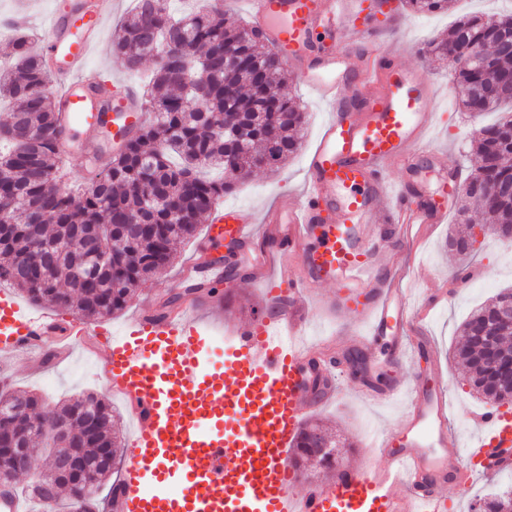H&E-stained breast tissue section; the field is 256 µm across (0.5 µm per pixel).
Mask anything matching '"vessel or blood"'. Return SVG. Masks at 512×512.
<instances>
[{
  "instance_id": "obj_1",
  "label": "vessel or blood",
  "mask_w": 512,
  "mask_h": 512,
  "mask_svg": "<svg viewBox=\"0 0 512 512\" xmlns=\"http://www.w3.org/2000/svg\"><path fill=\"white\" fill-rule=\"evenodd\" d=\"M402 20L398 0H249L252 28L327 106L292 205L268 212L254 230L244 212L215 206L206 233L237 244L233 266L263 286L266 313L233 327L223 372L206 365L212 338L199 301L141 304L108 341L104 373L129 417L127 459L116 512H443L449 485L512 467V415L485 411L460 442L448 427V384L424 338L426 316L449 296L431 290L411 304L404 276L384 268L390 241L418 242L425 225L443 224L463 184L457 166H437V185L419 178L424 135L436 98L419 68L402 63V45L374 46L372 20ZM100 10L69 0L39 39L42 59L66 80L56 107L60 157L86 167L120 154L149 123L134 84L84 77L100 44ZM407 172L399 184L388 174ZM224 263H190L184 279H227ZM352 320L340 350L368 351L412 365L382 388L355 382L378 405L402 404L399 431L381 433L380 466L340 470L301 485L289 462L302 424L334 403L330 368L310 341L309 311ZM55 321L39 306L0 289V354L57 349ZM68 333L96 343L102 326L71 316ZM429 366L418 370L419 363Z\"/></svg>"
}]
</instances>
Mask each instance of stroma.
<instances>
[{
    "instance_id": "1",
    "label": "stroma",
    "mask_w": 512,
    "mask_h": 512,
    "mask_svg": "<svg viewBox=\"0 0 512 512\" xmlns=\"http://www.w3.org/2000/svg\"><path fill=\"white\" fill-rule=\"evenodd\" d=\"M57 0H0V61L4 60L13 36L11 25L16 15L29 17L32 33H39L48 20ZM105 16L101 32L102 45L90 56L87 76L104 80H118L145 84L157 66L156 58H148L138 69H127L123 61L112 53V37L117 25L130 13L133 0H100ZM512 13V0H448L444 12L424 14L406 13L401 26L394 31L395 39L403 42L407 51L403 63L421 68L436 86V104L431 125L426 135L428 145L441 164H454L470 171L477 163L476 142L472 132L479 125L494 123V112L481 118L471 117L462 108L451 70L447 64L431 61L426 53L429 43L447 38L450 27L460 18L475 14L498 16ZM306 114L301 146L296 154L275 170H257L239 181L236 188L225 194L224 204L236 205L245 212L262 215L267 210L292 204L304 177V159L314 145L320 126L328 116V109L316 95L305 88L297 73H290L283 87ZM458 214H451L446 224L429 229L421 242L404 256V271L415 289L426 291L441 288L450 281L458 264L448 251V236L458 222ZM205 226H198L194 238L176 243V260L161 275L141 284L126 308L109 318L112 331H120L143 301L156 298L160 283H167L171 294H178V280L192 259L225 253L220 240L205 236ZM481 247L467 257L465 263L474 270V278L465 288L459 289L448 302L431 312L427 329L434 354L448 371V397L451 405V427L460 440H467L474 430L473 419L485 412L487 405L462 381L453 352L460 339L459 327L468 313L476 306L504 288L512 287V244L497 236L480 235ZM221 315L212 317L210 329L217 347L213 360L224 357V328L244 322L262 311L258 289L245 282L223 287ZM101 355L76 349L66 360L48 366H38L26 356L0 357V377H5L11 388L37 394L47 401L65 400L81 393L107 396L108 390L101 375ZM342 397L333 405L314 414L347 443L342 465L355 463H380L381 457L370 448L368 434L377 430L397 428L401 408L397 405L378 407L367 398L357 395L348 382L340 384ZM512 482L511 472H499L476 478L472 484L451 488L448 492V512H470L474 501L491 489Z\"/></svg>"
}]
</instances>
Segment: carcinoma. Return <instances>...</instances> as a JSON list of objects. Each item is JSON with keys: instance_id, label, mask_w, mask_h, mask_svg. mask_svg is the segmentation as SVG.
<instances>
[{"instance_id": "carcinoma-1", "label": "carcinoma", "mask_w": 512, "mask_h": 512, "mask_svg": "<svg viewBox=\"0 0 512 512\" xmlns=\"http://www.w3.org/2000/svg\"><path fill=\"white\" fill-rule=\"evenodd\" d=\"M417 12H441L448 0H405ZM483 57L466 63L474 48ZM115 54L134 69L149 56H168L153 72L145 101L152 121L126 150L113 157L95 184L67 188L55 148V102L49 77L19 30L8 69L0 71V100L10 102L0 124V281L36 304L76 308L89 320L123 310L146 278L170 267L172 244L195 236L201 218L250 172L275 168L299 148L305 115L280 93L286 79L279 54L244 25H228L222 9L202 8L172 18L166 0H136L116 30ZM428 54L452 62L462 106L475 118L512 103V13L472 15L455 23L445 43ZM206 86L204 98L196 89ZM479 166L465 182L466 199L482 209L501 237L512 230V119L507 115L477 131ZM205 167L224 178L200 175ZM93 242L98 256L86 259ZM472 225L448 237L460 256L474 251ZM512 289L498 292L463 324L456 351L463 379L474 393L500 407L512 406V326L501 318ZM69 421L67 451L81 461L64 478L55 462L40 471L69 512H98V493L112 474L122 440L112 433V406L88 393L49 405L25 391L0 390V471L16 465L13 449L34 455L53 421ZM305 422L290 456L294 469L335 471L336 455L316 456L315 432ZM112 458H100L101 449ZM472 512H512V485L472 505Z\"/></svg>"}]
</instances>
